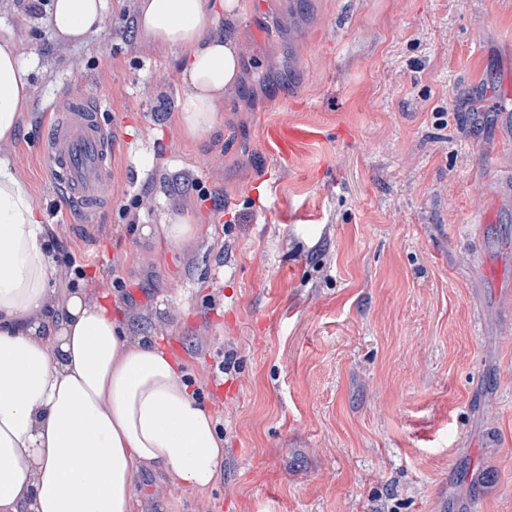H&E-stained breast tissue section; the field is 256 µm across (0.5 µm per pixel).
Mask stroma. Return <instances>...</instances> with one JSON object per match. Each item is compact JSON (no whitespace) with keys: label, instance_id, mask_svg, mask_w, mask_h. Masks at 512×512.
Masks as SVG:
<instances>
[{"label":"stroma","instance_id":"1","mask_svg":"<svg viewBox=\"0 0 512 512\" xmlns=\"http://www.w3.org/2000/svg\"><path fill=\"white\" fill-rule=\"evenodd\" d=\"M136 12L67 45L11 5L0 34L31 66L6 151L54 258L185 360L224 439L205 493L139 473L142 512H512V0H242L218 26L239 82L193 141ZM74 93L115 134L93 235L40 152ZM273 129L308 138L282 155ZM183 213L194 239L142 238Z\"/></svg>","mask_w":512,"mask_h":512}]
</instances>
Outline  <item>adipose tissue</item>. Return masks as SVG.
Segmentation results:
<instances>
[{
    "instance_id": "1",
    "label": "adipose tissue",
    "mask_w": 512,
    "mask_h": 512,
    "mask_svg": "<svg viewBox=\"0 0 512 512\" xmlns=\"http://www.w3.org/2000/svg\"><path fill=\"white\" fill-rule=\"evenodd\" d=\"M109 0H53L65 43L99 33ZM239 0H138L140 38L172 50L186 91L173 115L190 138L211 129L239 80L232 37L217 33ZM30 67L0 39V512H140L134 478L154 492L214 483L224 442L197 401L186 364L132 337L90 283L71 287L54 260L27 182L3 151L29 95Z\"/></svg>"
}]
</instances>
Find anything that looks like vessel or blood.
<instances>
[{
    "label": "vessel or blood",
    "mask_w": 512,
    "mask_h": 512,
    "mask_svg": "<svg viewBox=\"0 0 512 512\" xmlns=\"http://www.w3.org/2000/svg\"><path fill=\"white\" fill-rule=\"evenodd\" d=\"M113 131L100 106L73 99L49 127L42 150L70 212L89 222L106 207L101 187L112 179Z\"/></svg>",
    "instance_id": "obj_1"
}]
</instances>
